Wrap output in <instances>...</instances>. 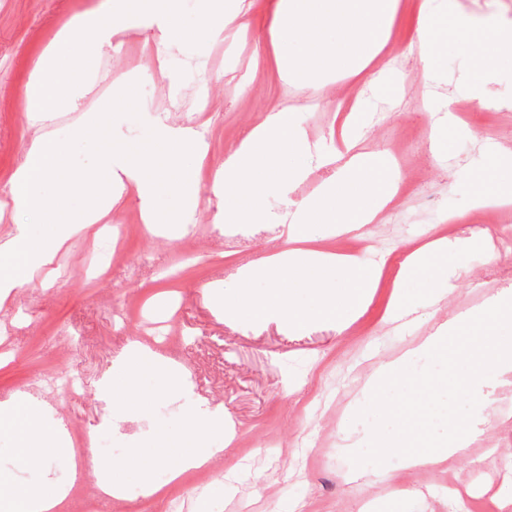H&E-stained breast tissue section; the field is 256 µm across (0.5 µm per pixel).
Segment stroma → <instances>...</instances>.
I'll return each mask as SVG.
<instances>
[{"mask_svg":"<svg viewBox=\"0 0 512 512\" xmlns=\"http://www.w3.org/2000/svg\"><path fill=\"white\" fill-rule=\"evenodd\" d=\"M96 3L0 0V238L17 224L41 230L42 215L17 208L6 192L39 131L24 119L23 93L42 50L58 30ZM271 5L272 0H255L245 32H227L223 41L207 44L190 57L172 51L171 66L180 75L175 83L158 70L154 28L146 22L135 24L117 36V49L94 60L95 78L82 87L78 109L55 112L46 122L44 130L51 139L67 143L69 167L84 169L92 162L90 148L71 139L84 112L102 111L113 95L129 90V102L117 122L123 135L134 139L141 135L149 111L166 112L170 123L184 126L203 98L208 102L207 158L197 184L198 206L181 238L149 235L141 202L129 191L112 211L117 226L112 239L124 252L123 263L109 271L74 273L77 261L95 259L105 246L104 239L79 234L57 252L48 281L37 278L15 290L0 310V353L12 354L0 366V402L18 399L36 387L47 367L92 381L104 377L142 334L138 321L123 329L115 326L116 308L135 304L149 309L155 297L175 295L182 307L174 320L186 334L175 361L197 398L222 407L234 439L224 446L219 462L171 482L177 451L168 438L185 427V409L177 396L160 394L159 376L142 375L138 387L146 399L144 418H130L114 429L118 447L98 459L125 497L103 503L100 512H140L137 495L149 483L170 491L154 499V512H171L176 495L196 500L205 512H284L294 503L300 512H387L388 495L405 488L420 490L421 495L400 499L399 512H452L455 485L467 488L466 499L479 512H498L500 498L512 495V468L503 466L504 460H512V445L505 436H498L497 447L471 448L444 472L407 469L399 456L381 458L372 444L359 441L371 427L387 436L394 431L382 408L358 399L367 374L400 354L413 333L388 320L394 267L384 268L371 298L341 332L328 323L303 329L247 317L230 323L200 293L206 283L223 288L228 297L236 292L224 284V238L215 224L224 202L214 188V172L247 129L285 103L299 108L302 127L322 150L335 149L345 109L356 104L362 113L360 142L365 152L394 145L402 151L397 177L407 190L378 218L380 232L388 239L385 253L411 250L426 239L429 203L462 214V223L448 225L447 237L466 239L459 255L466 272L452 281L446 300L434 310L436 319L478 307L499 275L472 239L479 225L500 223L504 215L473 210L469 192L456 184L464 176H478L491 161L475 134L491 136L512 150V110L484 109L468 97L464 81L475 73L471 47L447 42L435 60L433 74L454 92L457 118L447 158L439 161L430 150L428 117L420 109V68L401 64L385 94L343 76L315 86H283L269 44ZM417 5L418 0H399L389 40L371 70L387 65L413 40L420 21ZM189 246L198 254L182 261ZM42 400L58 408L63 424L82 428L79 447H96L110 413L104 400L74 399L59 387L45 390ZM348 439L356 441L354 451H343ZM11 446L0 436V475L45 490L70 483L73 460L68 451L58 452L45 468L30 469L17 461ZM136 452L153 459V466L145 471L133 468L130 459ZM380 467L389 472V481L357 486L346 480L352 470ZM231 469L242 476L236 493L229 496L223 475Z\"/></svg>","mask_w":512,"mask_h":512,"instance_id":"obj_1","label":"stroma"}]
</instances>
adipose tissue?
<instances>
[{"mask_svg": "<svg viewBox=\"0 0 512 512\" xmlns=\"http://www.w3.org/2000/svg\"><path fill=\"white\" fill-rule=\"evenodd\" d=\"M253 0H198L197 28L187 32L181 24L182 0H104L73 23L61 28L44 51L37 75L27 84L23 110L34 126L45 125L51 112L70 104L76 97L72 55L81 51L92 59L111 47L116 31L147 19L157 30L155 52L161 71L169 69V54L179 47L195 48L197 39L220 42L229 29L247 28ZM397 0H273L269 42L280 80L289 84L330 81L339 75L384 81L385 71L369 73L370 62L379 54L396 10ZM420 26L415 40L406 46L417 57L424 75H431L437 42L434 22L439 16L452 20L453 41L471 44L473 31H480L479 78L467 89L483 108H504L487 79L496 61L512 57V24L488 20L476 25L460 0H420ZM96 36L94 44L82 46L83 34ZM77 140L94 148L90 168L75 171L65 165L64 146L33 140L25 162L12 174L8 192L15 206L25 210H46L51 224L48 239H34L27 226H16L13 234L0 241V307L27 277L43 270L54 251L72 235L90 231L100 234L108 223L119 196L134 190L141 201L143 221L150 233L168 232L178 238L186 230V213L161 207V198L175 196L196 205L199 167L206 157L200 127L175 126L163 117L151 118L144 134L125 142L112 121L82 120L74 129ZM357 131L343 134L344 148L326 153L308 141L295 111L278 108L251 127L214 173V187L224 198L219 222L238 224H283L287 235L277 253L239 266L237 303H226L213 285H203L206 300L222 307L225 320L249 313L263 322L285 323L300 328L317 321H331L345 329L367 301L375 283L364 272L361 260L339 256L314 247L301 248L306 231L313 225L330 232L352 234L375 217L393 200L396 192L377 176L371 156L357 152ZM333 168L334 173L317 195L294 197L293 191L307 173L306 160ZM81 189L86 202L79 211L64 205H49L50 187ZM277 196L279 209L268 200ZM456 244L432 238L406 255L394 282L402 287L420 271H430L431 305H438L448 292L451 278L459 268L448 267L443 256ZM268 282L260 296L249 293L256 280ZM300 280L308 288V303H297L287 285ZM126 373L123 387L111 378L102 381V394L116 417L142 408L135 388L138 376L163 370L170 393L183 391L181 373L168 359L134 343L123 353ZM512 375V290L492 292L481 308L469 310L433 324L427 335L417 337L402 353L379 363L366 378L363 401H375L387 389L395 388L400 399L390 407L398 430L383 438L378 430L368 439L379 446L381 456H402L409 468H439L454 457L464 456L480 440L476 422H462L440 399L449 390L465 399L475 414H483L499 385ZM0 413L12 416L20 432L16 455L26 466L43 468L50 456L69 445L64 435L46 438L37 422L42 410L11 402L0 404ZM213 417L198 402L188 405L187 429L176 476L210 466L224 454L200 440L210 430ZM70 488L53 493L29 485H14L0 491V512H68Z\"/></svg>", "mask_w": 512, "mask_h": 512, "instance_id": "adipose-tissue-1", "label": "adipose tissue"}]
</instances>
